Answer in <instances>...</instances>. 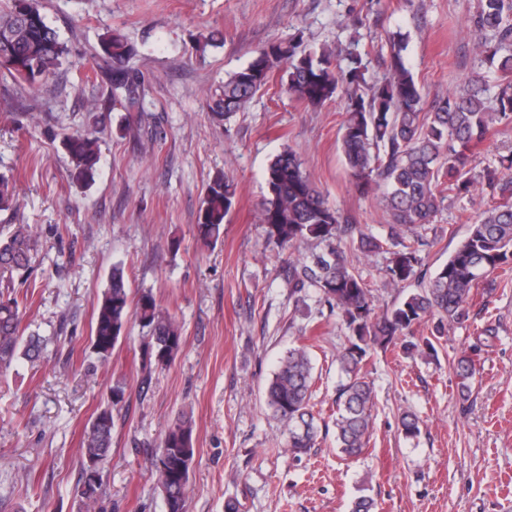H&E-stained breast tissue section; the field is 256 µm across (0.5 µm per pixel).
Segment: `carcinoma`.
Here are the masks:
<instances>
[{
    "instance_id": "obj_1",
    "label": "carcinoma",
    "mask_w": 512,
    "mask_h": 512,
    "mask_svg": "<svg viewBox=\"0 0 512 512\" xmlns=\"http://www.w3.org/2000/svg\"><path fill=\"white\" fill-rule=\"evenodd\" d=\"M471 35L477 54L502 81L489 97L482 79L471 80L458 93L427 102L422 86L409 67L408 35L389 36L390 53L380 78L355 47H303L298 39L268 42L247 66L210 94L208 108L217 122L230 120L266 85L277 69L286 75L288 95L311 107L342 98L344 119L341 148L355 190L365 196L382 190L381 204L391 218L390 238L410 236L409 243L391 253L387 273L394 284L417 276L425 245L417 229L430 223L444 201L469 190L473 150L497 125L512 124V0H479ZM135 48L120 33L100 40L95 53L96 74L113 91L127 90L138 77L127 66ZM69 55L67 43L49 26L38 0H7L0 8V81L9 77L35 86L49 77ZM99 137L92 133L63 140L78 182L93 181L99 157ZM503 171L488 170L489 187L499 201L469 225L466 238L430 278L428 286L406 294L377 314L374 296L364 277L348 259L344 241L352 237V218L331 208L290 149L276 155L265 171L266 196L260 208L266 241L282 249L313 244L319 251L299 262H288V284L297 293L314 289L336 310L348 330L347 344L336 355L341 375L336 388V443L347 457L361 455L368 443L374 390L364 367L370 353L401 346L406 353L435 357L446 326L466 318L474 290L498 273L512 274V158L501 160ZM236 200L232 179L221 175L206 188L197 235L215 242ZM37 240L25 224L0 239V371L40 356L43 339L23 338L20 306L28 293L18 295L15 281L32 275L31 251ZM435 317L430 336L402 340L413 325ZM136 321L148 329L142 346L145 369L163 370L182 348L181 327L163 311L149 289L131 300L124 270L112 267L109 284L98 301L91 330L92 352L105 362L126 326ZM458 392L469 398L477 372L476 360L462 355L454 364ZM313 375L309 347L288 349L265 391V403L287 431V447L303 453L316 447L319 419L310 408ZM126 385L109 388L111 405L101 409L85 431L83 468L78 493L89 506L103 494L101 464L112 452L114 410L125 402ZM408 439L421 432L420 419L407 412L401 418ZM194 457V421L184 412L165 431L153 460L157 483L167 512H186V489Z\"/></svg>"
}]
</instances>
